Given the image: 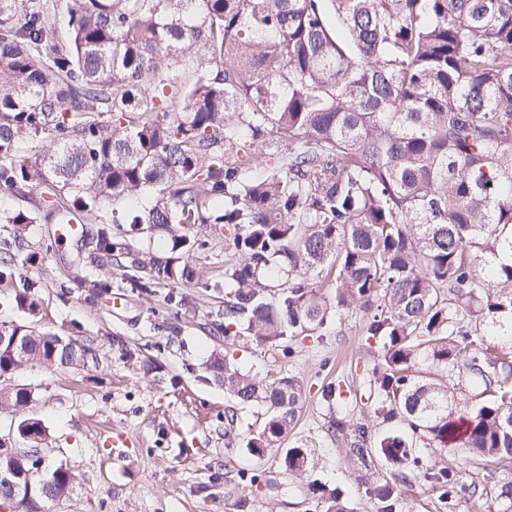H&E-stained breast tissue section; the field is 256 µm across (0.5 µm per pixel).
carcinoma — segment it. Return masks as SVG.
I'll use <instances>...</instances> for the list:
<instances>
[{"mask_svg":"<svg viewBox=\"0 0 512 512\" xmlns=\"http://www.w3.org/2000/svg\"><path fill=\"white\" fill-rule=\"evenodd\" d=\"M67 15L63 42L47 0H0V187L37 191L48 223L102 225L89 264L132 256L142 294L196 278L189 258L207 241L174 227L224 225L239 256L217 311L227 338L275 345L359 308L381 345L369 397L392 426L377 440L344 417L331 427L365 470L398 477L422 436L512 461V361L472 372L477 404L455 383L466 358L489 350L485 337L512 344V0H72ZM262 154L274 163L247 178ZM35 222L0 213L18 249ZM141 226L171 234L170 248L135 253ZM73 281L112 291L91 272ZM36 288L16 292L18 309L36 314ZM8 331L31 359L98 362L84 341ZM421 359L441 378H425ZM20 366L1 345L0 377ZM207 369L238 407L264 410L252 454L288 435L296 378L260 379L228 353ZM30 396L0 390L18 407ZM18 433L44 429L24 419ZM309 458L297 446L283 464L301 473ZM0 470L22 485L0 491L15 512H46L73 483L61 465L27 475L18 454L1 452ZM424 480L454 506L457 472ZM309 489L326 512H350L336 490ZM484 491L512 512V481ZM372 493L378 512H400L387 479Z\"/></svg>","mask_w":512,"mask_h":512,"instance_id":"cac0c4a2","label":"carcinoma"}]
</instances>
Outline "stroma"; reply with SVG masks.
Instances as JSON below:
<instances>
[{"instance_id":"1","label":"stroma","mask_w":512,"mask_h":512,"mask_svg":"<svg viewBox=\"0 0 512 512\" xmlns=\"http://www.w3.org/2000/svg\"><path fill=\"white\" fill-rule=\"evenodd\" d=\"M56 231L51 223L28 225L25 254L17 258L13 278L0 282V325L23 322L42 334L90 342L98 357L85 367L34 360L0 378V389L25 387L33 395L24 407L0 404V441L37 451L46 466L65 467L74 476L70 494L53 512H323L308 493L314 481L341 491L351 512H376L373 495L330 427L331 419L346 416L375 435L386 429L361 384L378 355L361 311L343 313L319 336L276 346L239 341L230 348L215 326L223 289L197 285L238 258L222 227L208 228L206 247L192 259L197 282L165 284L145 295L108 264L99 275L111 280L112 292L99 298L71 286L81 252L76 239H58ZM31 253L35 262H26ZM31 281L40 298L33 316L13 301ZM228 348L244 371L270 379L295 376L303 384L295 428L261 457L248 449L261 417L240 410L239 424L229 428L233 403L206 369L213 352ZM331 383L341 385V399L323 398ZM26 418L43 421L41 442L19 436L17 426ZM110 431L124 433L128 447L110 446ZM294 446L307 448L313 460L300 475L282 464ZM414 454L422 465L406 473L403 512H444L426 491L423 471L447 465L467 487L455 512H500L494 500L470 488L512 480V463L454 454L423 438Z\"/></svg>"}]
</instances>
